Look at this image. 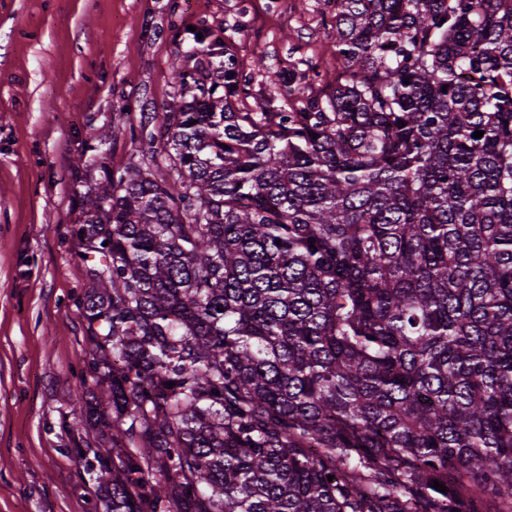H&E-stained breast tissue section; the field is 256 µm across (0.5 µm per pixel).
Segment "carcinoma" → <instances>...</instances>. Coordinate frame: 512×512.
Here are the masks:
<instances>
[{
  "label": "carcinoma",
  "mask_w": 512,
  "mask_h": 512,
  "mask_svg": "<svg viewBox=\"0 0 512 512\" xmlns=\"http://www.w3.org/2000/svg\"><path fill=\"white\" fill-rule=\"evenodd\" d=\"M331 26L326 97L192 32L147 161L72 164L106 512H512V0Z\"/></svg>",
  "instance_id": "cac0c4a2"
}]
</instances>
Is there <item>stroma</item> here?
Masks as SVG:
<instances>
[{"mask_svg": "<svg viewBox=\"0 0 512 512\" xmlns=\"http://www.w3.org/2000/svg\"><path fill=\"white\" fill-rule=\"evenodd\" d=\"M335 11L334 0H0V512H103L105 478L74 452L102 428L66 429L91 349L73 160L110 129V165L141 161L129 128L173 102L175 35L190 25L215 31L243 71L245 108L286 105L259 57L325 94L343 71L324 23Z\"/></svg>", "mask_w": 512, "mask_h": 512, "instance_id": "obj_1", "label": "stroma"}]
</instances>
